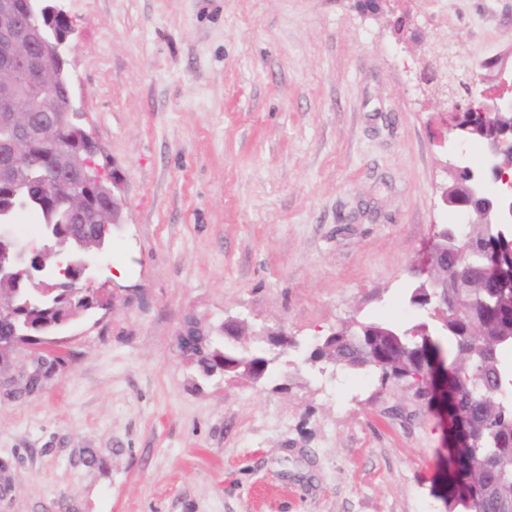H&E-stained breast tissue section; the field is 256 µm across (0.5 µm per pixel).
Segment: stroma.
Instances as JSON below:
<instances>
[{"label": "stroma", "mask_w": 512, "mask_h": 512, "mask_svg": "<svg viewBox=\"0 0 512 512\" xmlns=\"http://www.w3.org/2000/svg\"><path fill=\"white\" fill-rule=\"evenodd\" d=\"M70 72L123 223L122 298L0 370V512H446L448 433L403 380L312 359L411 305L440 225L447 113L413 77L448 42L512 59V0H65ZM227 317L278 357L204 380L178 335ZM284 324L277 354L264 327ZM49 370L26 389L35 355Z\"/></svg>", "instance_id": "stroma-1"}]
</instances>
